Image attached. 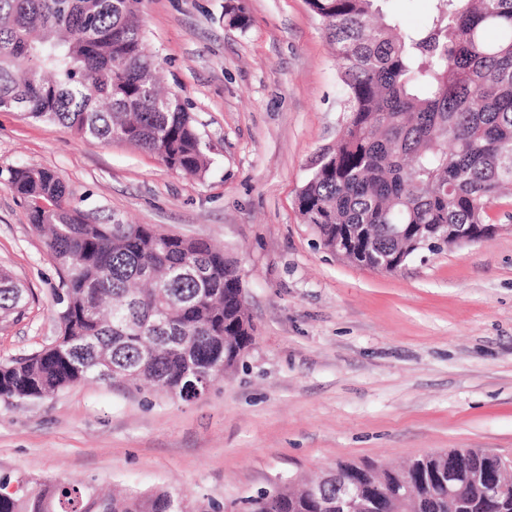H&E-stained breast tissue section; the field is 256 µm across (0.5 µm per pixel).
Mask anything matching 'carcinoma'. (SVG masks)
Instances as JSON below:
<instances>
[{
    "instance_id": "obj_1",
    "label": "carcinoma",
    "mask_w": 512,
    "mask_h": 512,
    "mask_svg": "<svg viewBox=\"0 0 512 512\" xmlns=\"http://www.w3.org/2000/svg\"><path fill=\"white\" fill-rule=\"evenodd\" d=\"M341 64L346 119L299 191L296 206L322 239L348 229L372 240L364 265L400 250L396 230L431 242L439 224H488L512 186V0H432L425 23L404 28L377 0H307ZM141 0H0V111L52 121L85 139H120L168 168L209 166L187 104L162 93L139 20ZM10 185L60 274V334L0 363V402L41 399L90 379L120 380L185 399L189 379L233 368L256 329L242 278L224 251L164 235L148 224L101 222L73 205L53 171L16 168ZM24 290L0 271V320ZM430 452L401 467L339 463L362 497L384 512L410 484L411 512H448L430 490ZM0 512H189L167 488L100 493L91 486L10 491ZM247 512H336V492L316 498L285 485L247 500Z\"/></svg>"
}]
</instances>
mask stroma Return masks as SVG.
Instances as JSON below:
<instances>
[{
    "label": "stroma",
    "instance_id": "obj_1",
    "mask_svg": "<svg viewBox=\"0 0 512 512\" xmlns=\"http://www.w3.org/2000/svg\"><path fill=\"white\" fill-rule=\"evenodd\" d=\"M143 0L144 41L189 105L200 176L121 140L0 112V270L26 290L0 362L59 333V274L13 192L56 171L82 210L223 246L257 329L235 372L182 401L97 381L0 403V473L32 482L180 491L244 512L261 490L341 461L398 465L448 448L512 459V198L492 237L384 273L325 250L295 206L343 124L340 70L307 0Z\"/></svg>",
    "mask_w": 512,
    "mask_h": 512
}]
</instances>
